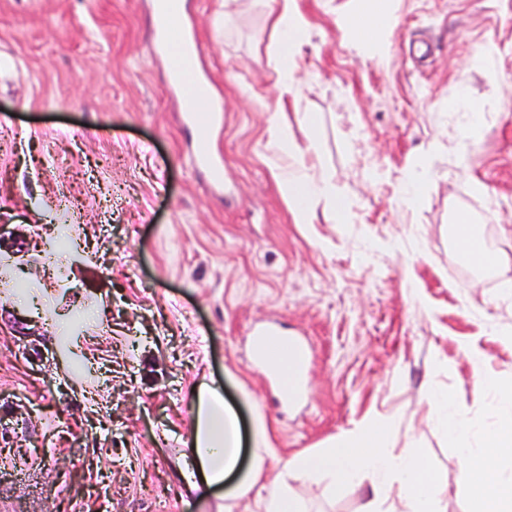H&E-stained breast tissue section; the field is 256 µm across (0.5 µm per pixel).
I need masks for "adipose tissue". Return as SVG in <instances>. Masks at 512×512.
I'll use <instances>...</instances> for the list:
<instances>
[{"mask_svg": "<svg viewBox=\"0 0 512 512\" xmlns=\"http://www.w3.org/2000/svg\"><path fill=\"white\" fill-rule=\"evenodd\" d=\"M308 25L298 0H280L273 21L282 57L277 83L280 98L294 100L300 95L292 52ZM286 131V124L273 122L271 135L282 143L289 157L288 165L277 167L275 176L295 222L311 224L316 219L314 201L335 199L336 189L326 180L313 178L303 162L302 149L288 138ZM194 410L195 431L189 444L188 464L199 474L203 487H221L236 497L245 494L257 480L258 472L241 465V435L235 412L225 404L219 390L210 388L197 394ZM511 447L512 407L504 412L483 449L464 446L465 463L459 473L463 484L473 485L477 470L496 471L487 490L476 496L473 512H512V464L499 463L494 454L495 449ZM296 469L307 476L322 471L341 483L371 475L374 497L367 512H433L432 493L421 481L411 452L387 448L377 426L351 436L327 453L299 459Z\"/></svg>", "mask_w": 512, "mask_h": 512, "instance_id": "adipose-tissue-1", "label": "adipose tissue"}]
</instances>
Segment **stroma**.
<instances>
[{
  "instance_id": "35a3bbf8",
  "label": "stroma",
  "mask_w": 512,
  "mask_h": 512,
  "mask_svg": "<svg viewBox=\"0 0 512 512\" xmlns=\"http://www.w3.org/2000/svg\"><path fill=\"white\" fill-rule=\"evenodd\" d=\"M184 2L224 97L220 191L150 52L153 0H0V512H263L278 485L306 512H364L369 480L294 463L374 423L441 512H471L429 391L475 448L512 394V290L450 235L468 217L494 251L512 226V0H392L373 39L341 25L360 0H298L295 103L277 94L279 0ZM460 86L481 123L466 150ZM280 112L336 187L312 224L271 166ZM63 225L79 248L50 269ZM267 321L308 347L300 399L254 358ZM203 386L236 409L260 470L244 497L184 477Z\"/></svg>"
}]
</instances>
